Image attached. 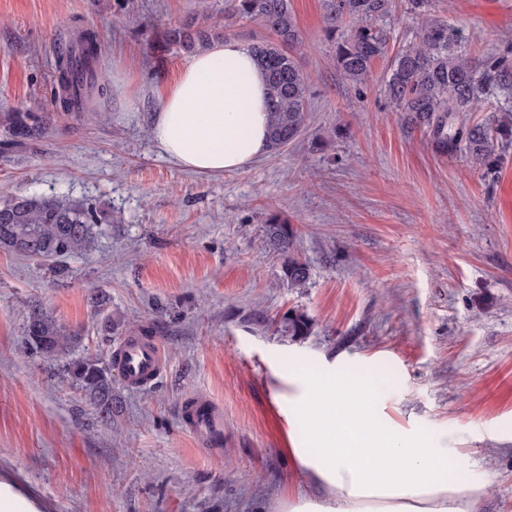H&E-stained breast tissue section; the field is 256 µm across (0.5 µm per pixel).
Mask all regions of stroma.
Wrapping results in <instances>:
<instances>
[{
	"label": "stroma",
	"mask_w": 512,
	"mask_h": 512,
	"mask_svg": "<svg viewBox=\"0 0 512 512\" xmlns=\"http://www.w3.org/2000/svg\"><path fill=\"white\" fill-rule=\"evenodd\" d=\"M291 6L305 129L207 175L170 162L149 133L185 57L166 33L193 25L253 44L269 37L262 25L225 26L224 0H0V112L56 114L44 138L0 151V203L63 187L121 217L83 256L0 251V481L39 512H271L313 493L287 454L311 445L295 420L303 376L364 362L384 375L380 412L461 454L484 485L479 512H512V160L491 181L440 153L387 108V60L356 89L336 69L322 0ZM435 11L476 54L512 46V0ZM87 30L107 94L56 113V54ZM273 218L293 230L305 289L282 280ZM36 305L78 333L75 356L111 363L123 336L146 331L166 367L139 389L113 372L104 422L58 358L28 344ZM291 310L310 335L282 334ZM195 394L224 408L220 455L184 428Z\"/></svg>",
	"instance_id": "35a3bbf8"
}]
</instances>
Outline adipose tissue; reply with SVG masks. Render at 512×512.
Returning a JSON list of instances; mask_svg holds the SVG:
<instances>
[{
	"label": "adipose tissue",
	"instance_id": "obj_1",
	"mask_svg": "<svg viewBox=\"0 0 512 512\" xmlns=\"http://www.w3.org/2000/svg\"><path fill=\"white\" fill-rule=\"evenodd\" d=\"M158 98L150 135L180 167L221 174L269 150L266 79L246 43L186 57ZM374 391L362 376L307 380L300 419L313 445L288 454L318 493L280 499L275 512H475L480 484L450 482L447 449L386 419Z\"/></svg>",
	"mask_w": 512,
	"mask_h": 512
}]
</instances>
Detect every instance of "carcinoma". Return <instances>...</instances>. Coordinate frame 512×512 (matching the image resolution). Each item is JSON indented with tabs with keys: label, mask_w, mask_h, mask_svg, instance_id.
Segmentation results:
<instances>
[{
	"label": "carcinoma",
	"mask_w": 512,
	"mask_h": 512,
	"mask_svg": "<svg viewBox=\"0 0 512 512\" xmlns=\"http://www.w3.org/2000/svg\"><path fill=\"white\" fill-rule=\"evenodd\" d=\"M224 20L256 22L270 38L251 45L267 78L270 102V150L278 152L302 134L307 117L308 86L294 55L299 27L290 0H226ZM416 20L412 41L391 51L388 20L398 0H323L324 24L333 42L336 67L356 87L370 80L374 63L389 59L387 97L390 111L399 112L407 126L423 128L435 147L450 156L461 154L475 170L494 179L506 160L512 159V105L489 111L473 122L493 91L512 99V48L505 54L480 57L448 23L427 16L430 0H409ZM211 38L206 29L174 28L168 44L186 53L205 47ZM100 48L91 32L63 48L56 62V107L73 112L83 101V91L93 85L87 62ZM51 126L49 113H0V142L10 150L44 136ZM119 217L109 205L96 206L75 200L67 191L44 195L32 191L0 203V250L53 259L91 250L112 230ZM269 238L282 249V278L290 288L307 287V264L292 251V230L285 221L272 219ZM282 332L291 337L311 332L308 317L290 311L281 320ZM28 343L50 356L65 359L64 371L105 422L112 421V366L89 357H70L79 337L68 332L40 306H34L25 326Z\"/></svg>",
	"instance_id": "cac0c4a2"
}]
</instances>
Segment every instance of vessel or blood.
<instances>
[{"label": "vessel or blood", "instance_id": "1", "mask_svg": "<svg viewBox=\"0 0 512 512\" xmlns=\"http://www.w3.org/2000/svg\"><path fill=\"white\" fill-rule=\"evenodd\" d=\"M113 361L131 388L150 384L165 366V356L156 337L142 334L123 337L113 351ZM182 418L197 447L212 454L222 451L224 409L221 405L203 396H193L185 400Z\"/></svg>", "mask_w": 512, "mask_h": 512}]
</instances>
